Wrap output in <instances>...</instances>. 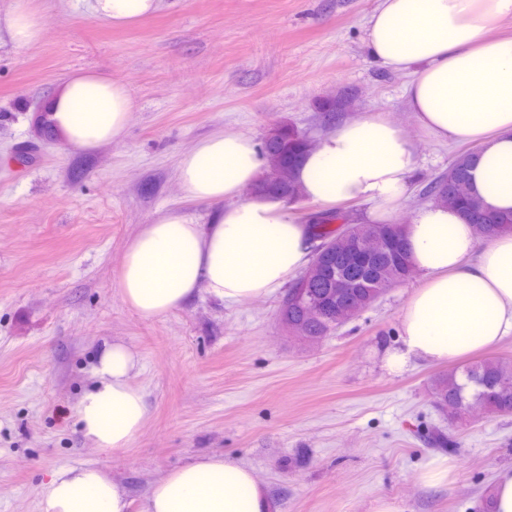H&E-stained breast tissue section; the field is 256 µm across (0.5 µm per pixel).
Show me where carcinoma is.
<instances>
[{
  "instance_id": "cac0c4a2",
  "label": "carcinoma",
  "mask_w": 512,
  "mask_h": 512,
  "mask_svg": "<svg viewBox=\"0 0 512 512\" xmlns=\"http://www.w3.org/2000/svg\"><path fill=\"white\" fill-rule=\"evenodd\" d=\"M344 109L342 98H328L319 104L327 122L336 120ZM261 150L268 159V168L258 189L283 198L289 204L300 201L292 172L308 151L307 139L294 126L282 122L276 133L264 137ZM474 153H460L448 169V174L436 179L426 195L438 203L457 208L474 225L477 239L487 241L512 233V212L499 213L485 208L473 189L470 169ZM335 223H347L341 211H329L314 217L308 224L311 236L330 244L340 241L342 232ZM330 263L335 272L355 280L359 300L373 305L389 288L403 282L407 267L397 251L372 255L364 264H357L340 249L331 253ZM354 319L351 309L339 311L336 292L329 281L318 279L304 293L288 301V324L300 330L304 341L316 343ZM433 397L448 408L449 420H461L465 414L459 408L460 399H477L488 417L512 416V360L489 357L464 366L432 381ZM431 442L441 449L454 452L459 441L440 429L430 432Z\"/></svg>"
}]
</instances>
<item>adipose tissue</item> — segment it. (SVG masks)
<instances>
[{
  "mask_svg": "<svg viewBox=\"0 0 512 512\" xmlns=\"http://www.w3.org/2000/svg\"><path fill=\"white\" fill-rule=\"evenodd\" d=\"M92 18L127 27L156 14L161 0H82ZM512 0H378L365 21L372 58L411 73L405 95L420 129L441 143L477 145L472 184L484 206L512 211V35L495 30ZM45 19L32 0L0 14V43L36 44ZM135 101L128 85L101 72L66 77L45 120L66 149L92 152L122 141ZM417 154L383 113L370 112L321 137L294 170L303 201L371 204L388 221L410 189ZM267 160L256 140L219 130L183 153L178 180L192 200L216 205L210 223L165 211L129 241L116 280L123 302L145 318L182 308L199 294L242 303L285 285L308 261L309 231L296 209L257 191ZM410 260L424 281L401 315V345L385 365L448 362L512 336V234L478 245L466 218L443 204L419 208L406 226ZM140 356L117 341L93 367L76 406L82 438L93 447H130L144 429L146 392L134 377ZM122 484L94 466L55 470L39 512H129ZM265 486L245 462L196 457L156 478L141 512H270Z\"/></svg>",
  "mask_w": 512,
  "mask_h": 512,
  "instance_id": "adipose-tissue-1",
  "label": "adipose tissue"
}]
</instances>
